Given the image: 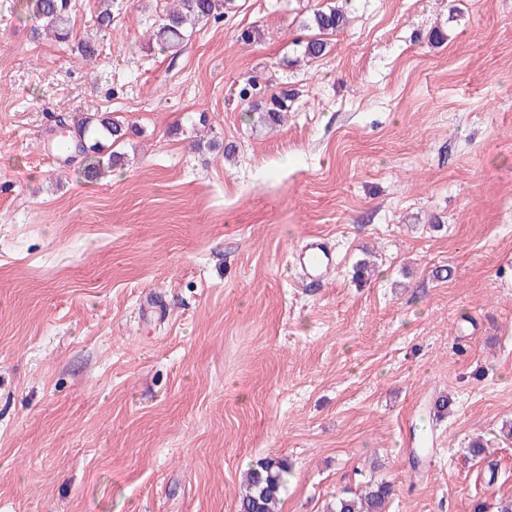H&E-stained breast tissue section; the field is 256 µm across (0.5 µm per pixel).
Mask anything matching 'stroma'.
<instances>
[{
    "instance_id": "1",
    "label": "stroma",
    "mask_w": 512,
    "mask_h": 512,
    "mask_svg": "<svg viewBox=\"0 0 512 512\" xmlns=\"http://www.w3.org/2000/svg\"><path fill=\"white\" fill-rule=\"evenodd\" d=\"M331 1L347 26L296 62ZM99 6L72 0L59 43L0 0V512H237L265 457L280 512L376 481L387 512H497L512 0H230L175 54L150 41L167 0H112L107 29ZM250 76L294 90L276 128ZM104 112L136 131L95 177L54 143ZM313 236L337 264L311 283Z\"/></svg>"
}]
</instances>
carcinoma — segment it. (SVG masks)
<instances>
[{"label":"carcinoma","mask_w":512,"mask_h":512,"mask_svg":"<svg viewBox=\"0 0 512 512\" xmlns=\"http://www.w3.org/2000/svg\"><path fill=\"white\" fill-rule=\"evenodd\" d=\"M228 0H175L153 33L157 43L170 51H178L187 34L201 23L223 17ZM15 12L23 17L37 20L44 30L51 33L59 42L70 37V0H18L13 6ZM309 25L321 34H333L346 26L344 12L330 6L316 11ZM327 42L322 38H311L301 44V54L306 58L317 59L326 54ZM244 100H253L254 110L267 124L281 121V113L289 110L288 101L293 93L283 89L277 94L265 96L257 84L248 79L241 89ZM128 128L119 120L108 115L93 120H84L76 127V138L66 141L68 151L78 150L90 159L89 168L100 166L102 159L97 154L102 151L103 142L114 143L127 138ZM289 473L285 459L266 457L255 462L245 475V489L241 495L238 512H279L278 505L286 487ZM394 495V486L389 482L368 484L364 490H348L336 497L328 512H386L388 500Z\"/></svg>","instance_id":"cac0c4a2"}]
</instances>
